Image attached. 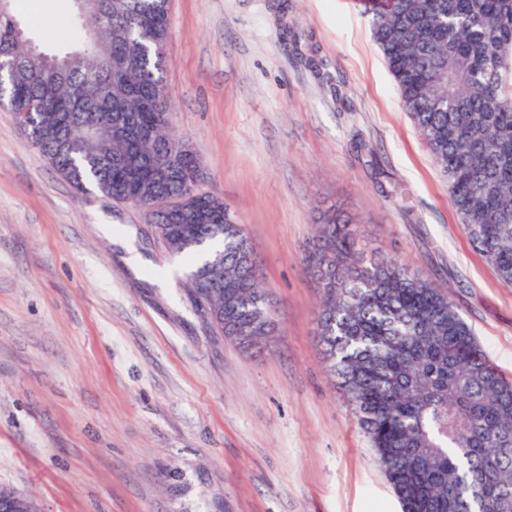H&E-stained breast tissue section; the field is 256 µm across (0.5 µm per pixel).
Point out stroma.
I'll list each match as a JSON object with an SVG mask.
<instances>
[{
	"instance_id": "stroma-1",
	"label": "stroma",
	"mask_w": 512,
	"mask_h": 512,
	"mask_svg": "<svg viewBox=\"0 0 512 512\" xmlns=\"http://www.w3.org/2000/svg\"><path fill=\"white\" fill-rule=\"evenodd\" d=\"M279 2L171 0L165 45L171 129L278 312L261 348L217 336L148 211L75 189L0 107V489L38 512H401L318 333L328 210L448 296L512 383V284L464 233L370 15ZM72 6L13 2L48 53Z\"/></svg>"
}]
</instances>
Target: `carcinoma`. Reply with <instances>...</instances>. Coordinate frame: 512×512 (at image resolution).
Here are the masks:
<instances>
[{"label": "carcinoma", "mask_w": 512, "mask_h": 512, "mask_svg": "<svg viewBox=\"0 0 512 512\" xmlns=\"http://www.w3.org/2000/svg\"><path fill=\"white\" fill-rule=\"evenodd\" d=\"M0 0V50L17 55L7 77L10 111L22 131L76 188L132 199L124 161L147 165L156 146L178 147L169 110L143 109L164 82L170 0H101L90 15L75 0L77 42L62 55H25L26 33ZM372 35L404 109L447 178L448 195L474 248L512 283V0H371ZM137 113V128L89 135L57 113L83 112L79 96ZM164 198L193 197L197 224L156 222L163 242L201 255L197 287L224 301L218 331L234 341L271 335L257 262L236 212L183 180ZM312 257L323 299L320 336L330 367L350 396L402 512H512V384L488 360L447 297L395 261H365L352 230L327 213ZM224 259V275H205Z\"/></svg>", "instance_id": "1"}]
</instances>
